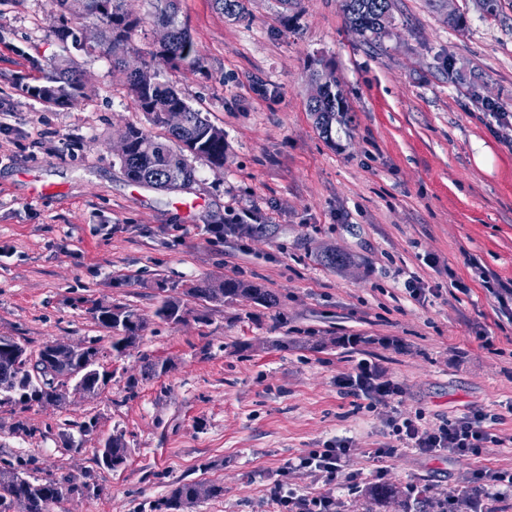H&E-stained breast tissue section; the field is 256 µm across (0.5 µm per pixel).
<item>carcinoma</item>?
<instances>
[{
  "label": "carcinoma",
  "instance_id": "cac0c4a2",
  "mask_svg": "<svg viewBox=\"0 0 512 512\" xmlns=\"http://www.w3.org/2000/svg\"><path fill=\"white\" fill-rule=\"evenodd\" d=\"M66 0H52L51 17L53 32L63 42L80 50V26L64 20ZM129 0H88L86 17L103 24L109 32L104 44L112 57V68L122 75L130 93L148 121L165 129V140L137 128H128L130 145L127 154L120 158L121 168L127 179L146 186L164 183L166 172L171 167L179 168L183 182L195 180V168L188 163L186 154L202 159L210 165H224V130L212 124L203 112L189 105L170 86L159 81H149L144 73L152 72L157 65L170 68L188 67L202 69L203 61L196 48L188 26L178 21V0H153V23L164 22L173 31V40L168 49H157L150 59L142 61L143 72L131 71L125 61L129 52L131 32L142 19L135 17L127 8ZM216 10L237 16L244 11L242 0H213ZM340 8L353 32L377 40L384 33L382 22L392 18L393 0H340ZM80 76L67 68H55L45 77V83L29 89L34 96L47 103L71 105L78 97ZM179 107L187 112L186 125L178 130L165 127L164 114ZM309 111L317 127L325 136H330L333 125L342 122L348 109L338 99L336 84H331L320 93L319 98L309 104ZM183 295L207 303L242 300L264 308L279 304L275 293L245 280L228 279L219 283L204 280L184 290ZM189 309L174 296L161 297L155 316L167 323H180ZM89 313L98 324L112 332L111 355L122 358L127 355L140 338L143 320L133 310L119 305L93 304ZM29 356L25 345L9 336H0V408L20 407L28 409L45 400L51 404L64 401L68 378L79 375L90 389L97 391L106 385L111 376L100 370V350L95 344L88 345L83 353H75L64 345L52 347L48 368L56 381L35 387L26 367ZM127 459V448L122 434L108 437L100 446V461L108 468L116 469ZM75 491L65 479L31 480L19 471H0V512H52V506L61 503ZM365 498L374 504L395 501L401 512L409 510V499L416 504L428 503L434 509L436 501L426 500L425 495L409 488L403 495L388 484H379L365 490ZM200 499L198 483H183L176 487L161 506L168 512L181 509Z\"/></svg>",
  "mask_w": 512,
  "mask_h": 512
}]
</instances>
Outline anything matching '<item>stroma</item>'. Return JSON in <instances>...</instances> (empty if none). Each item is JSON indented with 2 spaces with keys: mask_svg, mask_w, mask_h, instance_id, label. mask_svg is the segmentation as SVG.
I'll return each instance as SVG.
<instances>
[{
  "mask_svg": "<svg viewBox=\"0 0 512 512\" xmlns=\"http://www.w3.org/2000/svg\"><path fill=\"white\" fill-rule=\"evenodd\" d=\"M246 6L230 18L212 0H179L203 68L157 78L223 128L226 150L222 168L194 160L195 182L170 192L129 182L112 150L147 121L101 23L85 20L84 49L68 50L50 0H0V336L32 352L96 342L111 375L61 406L0 408V469L73 481L53 512H159L191 482L224 494L188 512H272L276 483L322 490L288 462L336 439L361 491L422 486L441 500L473 469L512 467V320L466 264L512 282V0L492 15L478 0H394L372 44L339 0ZM452 12L464 28L449 27ZM64 60L82 79L77 104L31 95ZM323 62L349 109L328 137L308 108ZM234 218L265 230L214 233ZM327 247L347 265H325ZM203 279L249 280L280 303L193 301L181 323L155 316L158 283ZM94 301L143 319L126 357H109ZM148 360L165 372L144 376ZM364 363L396 393H346L340 379ZM418 409L430 423L483 410L499 441L478 458L397 449L388 416ZM116 433L128 459L112 470L98 456ZM361 491H340L343 512H366Z\"/></svg>",
  "mask_w": 512,
  "mask_h": 512,
  "instance_id": "stroma-1",
  "label": "stroma"
}]
</instances>
